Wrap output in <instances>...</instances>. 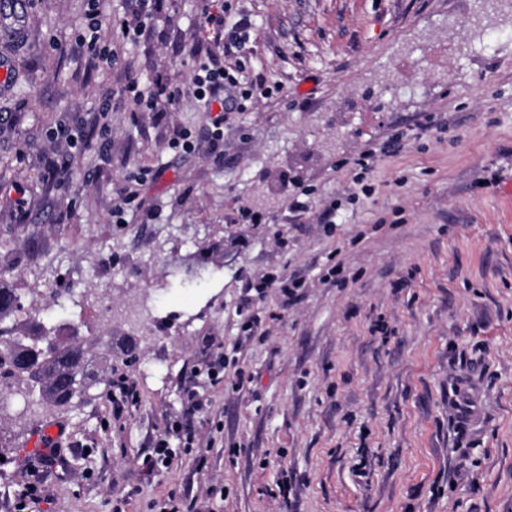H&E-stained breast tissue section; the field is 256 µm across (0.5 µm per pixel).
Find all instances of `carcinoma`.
Segmentation results:
<instances>
[{"label":"carcinoma","instance_id":"obj_1","mask_svg":"<svg viewBox=\"0 0 512 512\" xmlns=\"http://www.w3.org/2000/svg\"><path fill=\"white\" fill-rule=\"evenodd\" d=\"M68 289L50 293L46 304L21 302L16 290L0 283V318L22 315V330L0 329V392L16 394L26 405L66 407L80 392L70 378L89 361L86 345L77 335L64 344L59 336L44 331L45 313L62 306Z\"/></svg>","mask_w":512,"mask_h":512}]
</instances>
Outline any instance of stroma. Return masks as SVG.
I'll return each instance as SVG.
<instances>
[{
	"label": "stroma",
	"instance_id": "35a3bbf8",
	"mask_svg": "<svg viewBox=\"0 0 512 512\" xmlns=\"http://www.w3.org/2000/svg\"><path fill=\"white\" fill-rule=\"evenodd\" d=\"M27 2L23 34L0 29V268L27 303L87 293L70 320L107 381L66 409L0 402V512L35 477L36 512H512V0H239L248 39L214 52L275 91L228 113L220 158L194 99L134 112L122 94L189 82L201 0H163L100 65L74 46L85 0ZM180 128L194 152L169 148ZM384 142L363 195L355 162ZM124 377L137 400L116 419ZM162 436L170 460L145 474Z\"/></svg>",
	"mask_w": 512,
	"mask_h": 512
}]
</instances>
